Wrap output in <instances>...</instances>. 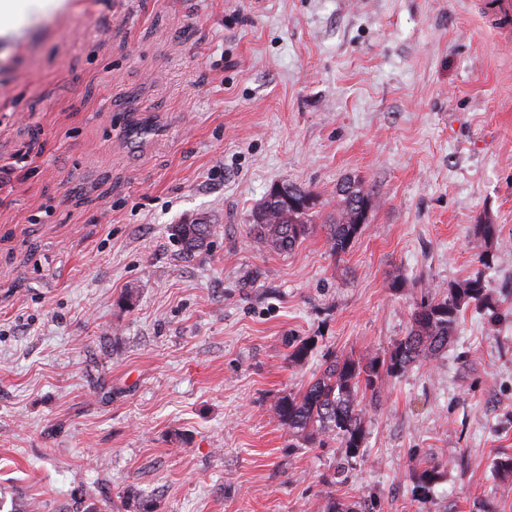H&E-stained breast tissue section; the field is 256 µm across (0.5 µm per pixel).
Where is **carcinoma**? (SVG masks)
I'll return each mask as SVG.
<instances>
[{
  "label": "carcinoma",
  "mask_w": 512,
  "mask_h": 512,
  "mask_svg": "<svg viewBox=\"0 0 512 512\" xmlns=\"http://www.w3.org/2000/svg\"><path fill=\"white\" fill-rule=\"evenodd\" d=\"M296 192L308 201L307 206L287 207L270 191L252 213L251 228L257 246L288 252L310 233L317 197L300 187ZM338 196L336 219L326 228L327 243L336 256L345 253L361 233L363 225L355 223L354 216L370 210L372 202L371 191L355 181L343 184ZM474 234L484 243L476 262L488 268L496 259L492 245L499 239L498 225L476 224ZM209 236L210 225L202 222L172 226V238L185 255L201 249ZM470 306L480 311H495L491 290L480 271L446 288L426 290L413 310L407 335L397 340L388 353L381 357L331 361L300 393L279 398L272 407L274 418L299 441L322 447L332 441L349 455L358 453L370 410L380 402L382 381L400 376L413 364L436 359L447 349L459 316ZM444 470L443 464L417 470L414 474L417 486L426 489L435 484ZM322 512H364V508L359 502L328 498Z\"/></svg>",
  "instance_id": "carcinoma-1"
}]
</instances>
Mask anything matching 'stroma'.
<instances>
[{
	"instance_id": "1",
	"label": "stroma",
	"mask_w": 512,
	"mask_h": 512,
	"mask_svg": "<svg viewBox=\"0 0 512 512\" xmlns=\"http://www.w3.org/2000/svg\"><path fill=\"white\" fill-rule=\"evenodd\" d=\"M65 2L0 19V500L512 512V26L491 0ZM349 180L372 207L336 257L320 223ZM280 184L320 220L283 253L250 223ZM197 219L214 234L187 256L171 227ZM481 222L495 313L384 381L357 455L292 440L272 404L389 352L425 286L476 271ZM475 236L483 241L485 249L476 256V262L485 268H489L495 261L497 255L492 250V245L499 239L498 225L475 224Z\"/></svg>"
}]
</instances>
